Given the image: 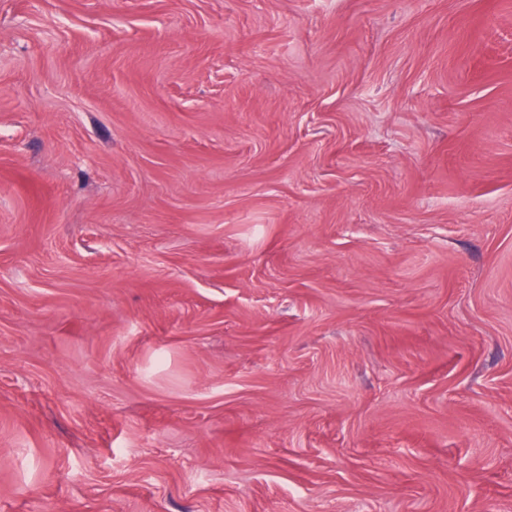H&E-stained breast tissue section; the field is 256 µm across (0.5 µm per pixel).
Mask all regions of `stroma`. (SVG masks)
I'll use <instances>...</instances> for the list:
<instances>
[{
  "mask_svg": "<svg viewBox=\"0 0 512 512\" xmlns=\"http://www.w3.org/2000/svg\"><path fill=\"white\" fill-rule=\"evenodd\" d=\"M0 512H512V0H0Z\"/></svg>",
  "mask_w": 512,
  "mask_h": 512,
  "instance_id": "obj_1",
  "label": "stroma"
}]
</instances>
